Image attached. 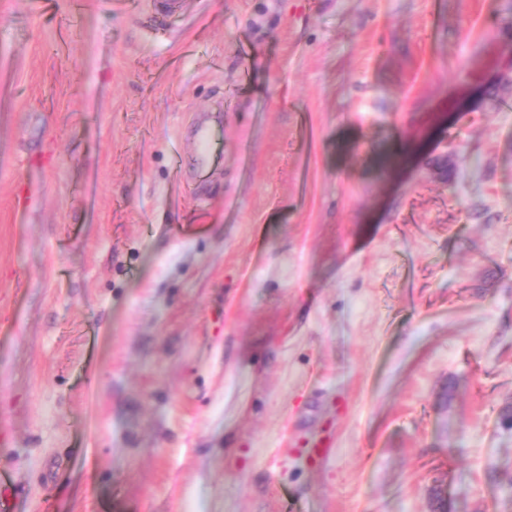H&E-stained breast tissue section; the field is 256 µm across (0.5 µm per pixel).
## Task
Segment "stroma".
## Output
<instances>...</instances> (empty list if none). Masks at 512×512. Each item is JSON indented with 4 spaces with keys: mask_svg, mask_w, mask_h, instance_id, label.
Masks as SVG:
<instances>
[{
    "mask_svg": "<svg viewBox=\"0 0 512 512\" xmlns=\"http://www.w3.org/2000/svg\"><path fill=\"white\" fill-rule=\"evenodd\" d=\"M511 60L512 0H0V512H512Z\"/></svg>",
    "mask_w": 512,
    "mask_h": 512,
    "instance_id": "stroma-1",
    "label": "stroma"
}]
</instances>
